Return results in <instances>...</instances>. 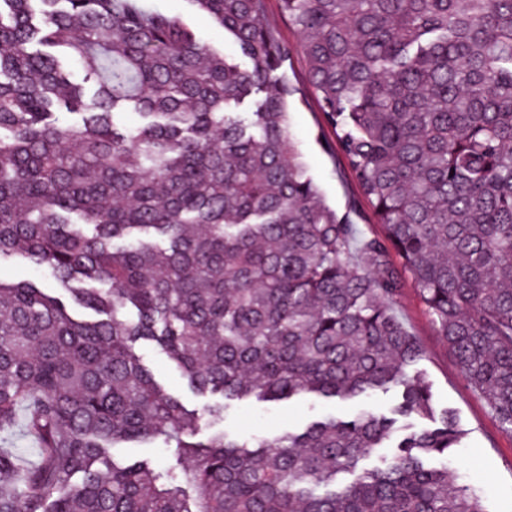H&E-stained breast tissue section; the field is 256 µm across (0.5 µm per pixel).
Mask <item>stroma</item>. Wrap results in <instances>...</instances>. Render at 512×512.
I'll use <instances>...</instances> for the list:
<instances>
[{
    "label": "stroma",
    "mask_w": 512,
    "mask_h": 512,
    "mask_svg": "<svg viewBox=\"0 0 512 512\" xmlns=\"http://www.w3.org/2000/svg\"><path fill=\"white\" fill-rule=\"evenodd\" d=\"M139 2L145 7L181 17L213 50L239 59L240 54L232 39L199 9L194 0ZM262 21L269 32L288 44L291 50L278 74L285 77L293 90L290 130L309 174L338 214L349 216L367 235H383V226L377 224L371 204L362 196L342 155L322 147L323 142H335L336 136L332 128L324 124L318 95L310 84L301 31L283 13L280 0H264ZM393 308L423 349L418 369L433 385L436 408L453 411L467 432L461 447L454 449L448 457L449 472L459 482L477 490L491 512H512V433L502 429L486 402L464 379L457 360L442 337L438 336L411 281H404ZM138 352L156 378L178 395L187 409L199 410L210 404V397L190 390L179 370L165 355L148 345L140 346ZM356 408L353 402L324 401L313 397L278 403L234 401L224 413L222 427L229 435L239 437L272 434L301 428L325 414L347 416Z\"/></svg>",
    "instance_id": "obj_1"
}]
</instances>
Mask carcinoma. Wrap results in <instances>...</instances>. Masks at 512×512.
Returning a JSON list of instances; mask_svg holds the SVG:
<instances>
[{
    "mask_svg": "<svg viewBox=\"0 0 512 512\" xmlns=\"http://www.w3.org/2000/svg\"><path fill=\"white\" fill-rule=\"evenodd\" d=\"M280 2L382 237L308 175L263 0H195L245 68L132 0H0V262L48 268L101 315L0 279V435L21 423L38 449L26 465L0 446V512H489L448 475L464 430L414 370L386 257L512 432V0ZM138 344L229 401L400 398L240 439ZM144 442L166 460L115 453ZM138 353L144 363L152 370L157 379L179 396L183 405L189 410H201L203 406L220 400L218 397H203L194 393L176 366L165 355L148 345H140Z\"/></svg>",
    "mask_w": 512,
    "mask_h": 512,
    "instance_id": "carcinoma-1",
    "label": "carcinoma"
}]
</instances>
